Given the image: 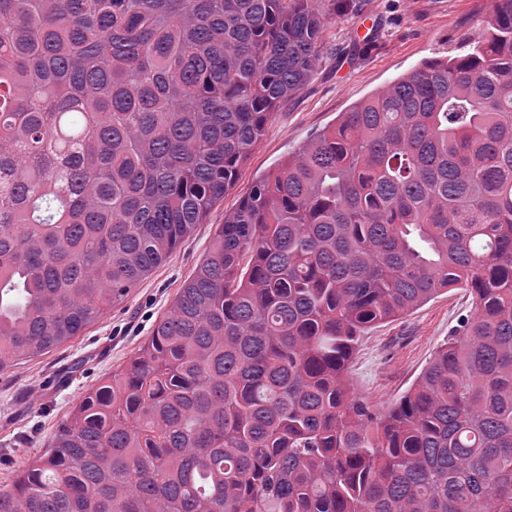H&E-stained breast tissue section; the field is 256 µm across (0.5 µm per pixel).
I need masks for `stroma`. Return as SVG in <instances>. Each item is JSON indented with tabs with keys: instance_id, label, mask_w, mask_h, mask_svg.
Instances as JSON below:
<instances>
[{
	"instance_id": "35a3bbf8",
	"label": "stroma",
	"mask_w": 512,
	"mask_h": 512,
	"mask_svg": "<svg viewBox=\"0 0 512 512\" xmlns=\"http://www.w3.org/2000/svg\"><path fill=\"white\" fill-rule=\"evenodd\" d=\"M321 58L301 93L267 123L238 179L185 241L125 300L81 336L0 370V488L42 454L83 394L150 336L178 287L207 253L226 213L341 112L423 61L459 56L482 41L493 0H343ZM471 296L451 290L406 316L369 329L349 369L353 391L378 408L400 400L435 352L471 314Z\"/></svg>"
}]
</instances>
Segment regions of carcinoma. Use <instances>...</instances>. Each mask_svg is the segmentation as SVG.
Wrapping results in <instances>:
<instances>
[{"instance_id":"obj_1","label":"carcinoma","mask_w":512,"mask_h":512,"mask_svg":"<svg viewBox=\"0 0 512 512\" xmlns=\"http://www.w3.org/2000/svg\"><path fill=\"white\" fill-rule=\"evenodd\" d=\"M332 14L315 0H0V369L122 303L204 223ZM476 313L391 407L360 337ZM0 512H512V0L224 216Z\"/></svg>"}]
</instances>
